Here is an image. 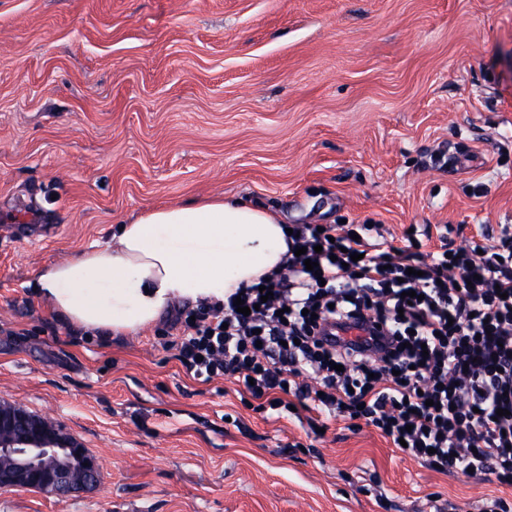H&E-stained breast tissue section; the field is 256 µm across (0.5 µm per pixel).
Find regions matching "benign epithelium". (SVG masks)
Masks as SVG:
<instances>
[{"instance_id":"7a95c632","label":"benign epithelium","mask_w":512,"mask_h":512,"mask_svg":"<svg viewBox=\"0 0 512 512\" xmlns=\"http://www.w3.org/2000/svg\"><path fill=\"white\" fill-rule=\"evenodd\" d=\"M0 488L42 491L63 500L92 487L98 478L96 459L40 417L0 402Z\"/></svg>"}]
</instances>
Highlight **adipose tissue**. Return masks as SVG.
Returning a JSON list of instances; mask_svg holds the SVG:
<instances>
[{
  "label": "adipose tissue",
  "mask_w": 512,
  "mask_h": 512,
  "mask_svg": "<svg viewBox=\"0 0 512 512\" xmlns=\"http://www.w3.org/2000/svg\"><path fill=\"white\" fill-rule=\"evenodd\" d=\"M288 234L277 216L241 200L155 206L110 239L44 266L33 297L75 331L109 339L154 325L181 300L218 301L283 270Z\"/></svg>",
  "instance_id": "adipose-tissue-1"
}]
</instances>
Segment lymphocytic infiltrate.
I'll list each match as a JSON object with an SVG mask.
<instances>
[{"mask_svg": "<svg viewBox=\"0 0 512 512\" xmlns=\"http://www.w3.org/2000/svg\"><path fill=\"white\" fill-rule=\"evenodd\" d=\"M431 236L294 225L285 270L237 291L250 315L230 298L176 313V358L196 381L234 383L257 412L296 405L312 428L362 420L420 467L511 487L512 225L480 248L442 232L421 251ZM362 321L369 336L336 337Z\"/></svg>", "mask_w": 512, "mask_h": 512, "instance_id": "obj_1", "label": "lymphocytic infiltrate"}]
</instances>
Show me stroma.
I'll list each match as a JSON object with an SVG mask.
<instances>
[{
	"label": "stroma",
	"instance_id": "obj_1",
	"mask_svg": "<svg viewBox=\"0 0 512 512\" xmlns=\"http://www.w3.org/2000/svg\"><path fill=\"white\" fill-rule=\"evenodd\" d=\"M240 198L286 224L512 225V0H0V400L99 463L0 512H479L339 417L307 436L189 380L167 322L105 342L28 288L142 210ZM35 224L41 237L17 236Z\"/></svg>",
	"mask_w": 512,
	"mask_h": 512
}]
</instances>
